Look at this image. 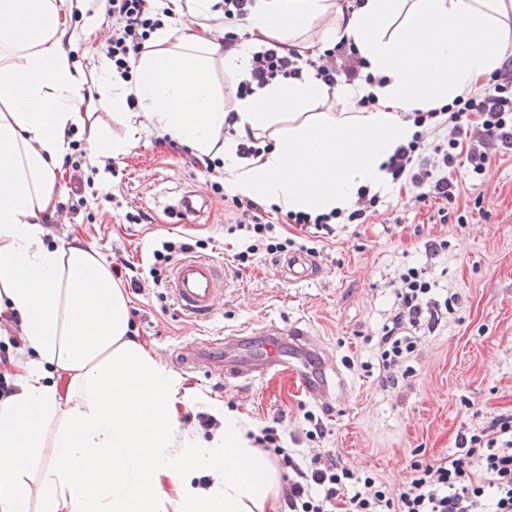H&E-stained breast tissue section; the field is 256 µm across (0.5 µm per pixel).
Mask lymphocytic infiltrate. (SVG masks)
I'll return each instance as SVG.
<instances>
[{"label":"lymphocytic infiltrate","instance_id":"lymphocytic-infiltrate-1","mask_svg":"<svg viewBox=\"0 0 512 512\" xmlns=\"http://www.w3.org/2000/svg\"><path fill=\"white\" fill-rule=\"evenodd\" d=\"M105 17L112 20V35L103 50L113 67L128 75L144 51L147 37L161 20L148 0H105ZM364 62L353 46L339 41L315 56L275 43L254 52L251 67L236 82V96L252 92L266 83L311 75L328 87L339 81L364 79ZM417 131L408 144L398 147L387 162L393 182L410 185L419 203L437 201L440 217L455 207L459 191L447 176L448 168L466 162L472 174H483L494 148L512 147V57L491 77L481 93L457 97L452 103L412 114ZM215 193L223 194L224 208L234 215L229 232L238 234L243 248L235 253L238 265H246L258 252H286L295 247L290 238H279L275 224L266 220L257 203L224 195L220 183ZM378 195L360 194L354 210L332 211L316 216L288 213L296 224H314L330 230L335 224L365 221ZM432 285L417 267L400 275L395 308L384 326L378 345L388 379H396L403 362L415 349L407 336L409 327L423 316L438 317ZM257 444L272 448L281 465L291 470L288 479L289 512H512V413L502 414L486 429L458 438L459 455L439 463L413 462L411 471L396 488L390 489L366 472H356L333 456H312L297 463L277 443L272 428H264Z\"/></svg>","mask_w":512,"mask_h":512}]
</instances>
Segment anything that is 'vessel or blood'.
I'll list each match as a JSON object with an SVG mask.
<instances>
[{
    "mask_svg": "<svg viewBox=\"0 0 512 512\" xmlns=\"http://www.w3.org/2000/svg\"><path fill=\"white\" fill-rule=\"evenodd\" d=\"M281 266L289 282L295 284L315 279L321 273L314 256L304 253L290 255ZM226 284L227 274L219 264L207 258L188 257L173 268L168 289L183 313L202 319L211 316ZM224 345L258 349L255 355L229 360L224 366L225 380L253 381L287 371L313 399L327 402L335 396L338 383L334 361L325 357L316 339L298 325L283 327L274 323L257 331H243L225 337Z\"/></svg>",
    "mask_w": 512,
    "mask_h": 512,
    "instance_id": "obj_1",
    "label": "vessel or blood"
}]
</instances>
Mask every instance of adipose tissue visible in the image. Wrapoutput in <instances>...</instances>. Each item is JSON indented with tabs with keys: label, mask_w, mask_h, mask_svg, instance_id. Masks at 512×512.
<instances>
[{
	"label": "adipose tissue",
	"mask_w": 512,
	"mask_h": 512,
	"mask_svg": "<svg viewBox=\"0 0 512 512\" xmlns=\"http://www.w3.org/2000/svg\"><path fill=\"white\" fill-rule=\"evenodd\" d=\"M63 6L0 0V314L18 317L32 350L17 391L0 398V512H263L275 469L248 423L215 404L211 438L183 428L179 408L198 397L134 339L109 262L76 238L46 243L72 139L91 157H117L149 126L197 157H222L231 194L285 212H348L362 189L388 185V159L416 132L406 113L450 103L512 53V0H365L350 12L340 0H256L248 42L230 49L163 27L133 81L100 65L122 138L83 109ZM343 38L383 79L376 107L306 75L255 88L229 111L211 79L218 60L230 77L245 73L259 45L314 53ZM330 97L339 109L321 111ZM261 135L265 151L239 156Z\"/></svg>",
	"instance_id": "ef3b65f1"
}]
</instances>
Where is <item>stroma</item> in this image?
I'll return each mask as SVG.
<instances>
[{"label":"stroma","instance_id":"35a3bbf8","mask_svg":"<svg viewBox=\"0 0 512 512\" xmlns=\"http://www.w3.org/2000/svg\"><path fill=\"white\" fill-rule=\"evenodd\" d=\"M99 64L96 56L80 60L91 110L111 134L125 135L122 119L98 91ZM85 148L75 140L62 164L60 206L45 221L51 242L77 237L107 261L122 256L144 268L157 244L184 236L205 240L202 257L227 265L238 239L228 234L224 201L211 189L223 182V166L205 170L189 148L158 146L144 128L127 154L82 168L78 181L72 163ZM448 177L459 184L467 223H440L435 208L415 204L412 191L396 188L366 223L339 224L330 235L281 224L282 234L314 248L320 277L290 283L274 267V255L264 253L249 267L228 265L224 299L207 320L183 315L168 289L151 280L128 290L133 334L145 349L168 364L184 348L210 360L180 372L200 398L180 408L184 426L211 436L202 418L208 403L219 402L255 429L275 428L297 462L329 454L388 485L407 477L413 462L455 453L459 433L512 412V151L498 153L480 179H466L460 168ZM189 191L207 204L185 223L172 206ZM478 198L483 208L476 211ZM129 211L142 212L143 220L126 223ZM441 240L447 249L426 257V247ZM410 266L422 267L434 299L453 298L454 309L411 328L417 346L392 384L379 364L377 338L392 314L399 275ZM297 321L333 356L346 387L339 401L309 398L286 372L250 383L224 381L217 339L245 327ZM316 425L322 432L314 439L309 432Z\"/></svg>","mask_w":512,"mask_h":512}]
</instances>
